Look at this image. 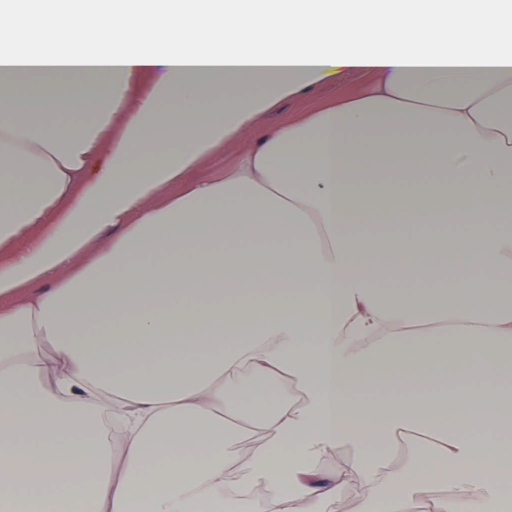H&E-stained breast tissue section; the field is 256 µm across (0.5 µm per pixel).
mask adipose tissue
Listing matches in <instances>:
<instances>
[{"label":"adipose tissue","mask_w":512,"mask_h":512,"mask_svg":"<svg viewBox=\"0 0 512 512\" xmlns=\"http://www.w3.org/2000/svg\"><path fill=\"white\" fill-rule=\"evenodd\" d=\"M253 427L236 512H500L512 0H0V512H224ZM375 77L367 71L336 74L318 84L304 88L300 92L283 98L268 112L271 122L298 117L304 112H313L321 105L336 99L355 97L363 93L374 82Z\"/></svg>","instance_id":"ef3b65f1"}]
</instances>
